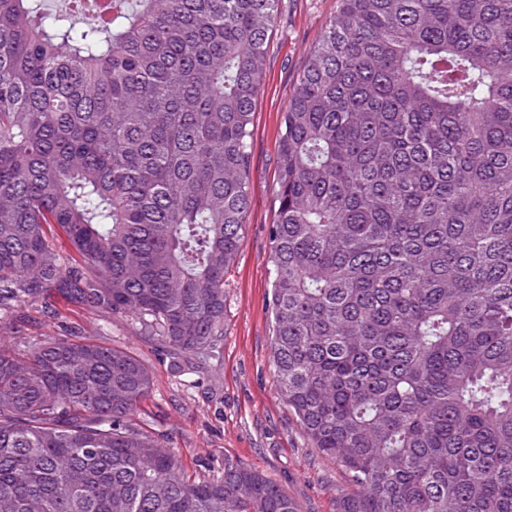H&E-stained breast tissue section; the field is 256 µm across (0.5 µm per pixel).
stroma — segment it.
I'll return each mask as SVG.
<instances>
[{
	"label": "stroma",
	"instance_id": "1",
	"mask_svg": "<svg viewBox=\"0 0 512 512\" xmlns=\"http://www.w3.org/2000/svg\"><path fill=\"white\" fill-rule=\"evenodd\" d=\"M338 9V0H281L270 35L263 86L250 140V197L237 256L225 276L224 339L217 357L175 360L158 339L139 335L129 318L57 301L55 317L27 306L29 333L80 337L138 357L150 371L149 398L126 420L163 439L184 472L216 478L228 466L261 471L299 512H335L350 476L322 458L276 391L272 337L270 229L283 112L309 53Z\"/></svg>",
	"mask_w": 512,
	"mask_h": 512
}]
</instances>
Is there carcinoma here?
<instances>
[{"mask_svg":"<svg viewBox=\"0 0 512 512\" xmlns=\"http://www.w3.org/2000/svg\"><path fill=\"white\" fill-rule=\"evenodd\" d=\"M73 3L0 0V311L214 357L280 0ZM273 192L272 364L336 512H512V0H339ZM150 392L109 346L0 349V512H298L250 467L187 478L124 424Z\"/></svg>","mask_w":512,"mask_h":512,"instance_id":"obj_1","label":"carcinoma"}]
</instances>
